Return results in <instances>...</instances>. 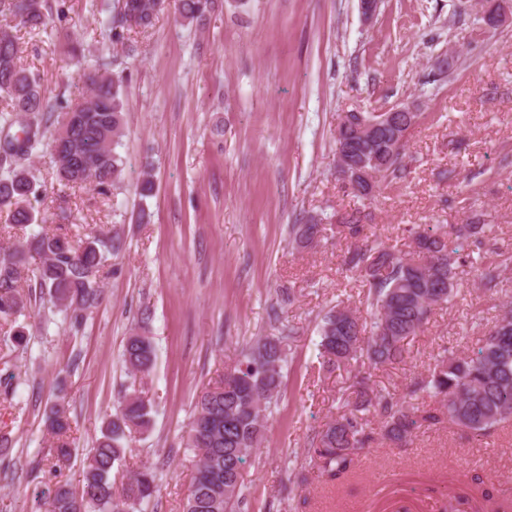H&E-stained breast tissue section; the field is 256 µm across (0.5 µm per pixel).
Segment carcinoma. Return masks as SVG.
<instances>
[{
  "label": "carcinoma",
  "instance_id": "carcinoma-1",
  "mask_svg": "<svg viewBox=\"0 0 512 512\" xmlns=\"http://www.w3.org/2000/svg\"><path fill=\"white\" fill-rule=\"evenodd\" d=\"M228 0H174L180 20L201 27L214 14L224 12ZM66 0H9L7 10L29 32L46 30L52 16H66ZM166 5L158 0H116L107 20L112 43L122 55H134L131 33L153 29ZM124 61L113 57L98 69L82 74L86 94L73 105L51 101L41 89L40 76L20 62L18 37L0 30V96L8 108L0 111V214L8 223L25 228L36 223L33 200L37 198L31 159L44 145H63L54 158L56 177L65 185L94 182L111 185L128 165L118 152L124 136L123 87L127 78ZM414 124H406L402 141L383 138L376 146L381 164L373 167L377 180L403 173L407 136ZM359 139V130L341 117L336 126V151L343 152ZM361 212L342 223L326 227L312 217L303 224L288 225L292 243L307 248L328 230L337 238L352 239L344 263L359 272L368 288L366 301L371 323L339 304L326 310L317 324V345L322 365L329 370L356 364L383 367L405 359V341L428 323L436 308L458 291V269L466 257L448 248V233L425 229L416 233L412 251L403 253L377 237L363 234ZM492 225L472 216L455 228L459 237L476 247L479 283L492 290L508 267V257L490 245ZM125 241L114 234L90 237L74 245L65 233L45 229L32 232L9 247H0L1 341L16 348L24 339L21 315L33 294L21 288L35 271L40 293L49 296L71 331H80L100 305L102 271L107 255H119ZM291 335L258 337L222 380L198 395L182 443L192 449L195 475L183 512H242L247 495L242 466L262 443L270 416L282 397L288 369ZM122 364L132 379L115 414L105 418L100 437L85 456L82 486L67 482L38 492L44 512H146L158 491V473L143 468L116 485L113 470L121 467L134 434L148 432L153 407L136 388V381L151 374L156 349L146 327L131 329L123 344ZM355 397L342 401L345 411L316 433L307 448L309 469L292 470L293 482L308 481L309 471L327 482L353 472L358 457L375 440L374 434L393 445L408 444L417 431L446 421L473 433L490 436L512 423V302L487 334L477 339L469 353L440 355L428 374L416 378L409 394L439 399L436 408H420L388 391L377 390L366 373L354 375ZM66 379L57 382L55 400L42 413L44 430L53 439L56 461L72 455V423L64 406ZM379 429L371 427L369 417Z\"/></svg>",
  "mask_w": 512,
  "mask_h": 512
}]
</instances>
